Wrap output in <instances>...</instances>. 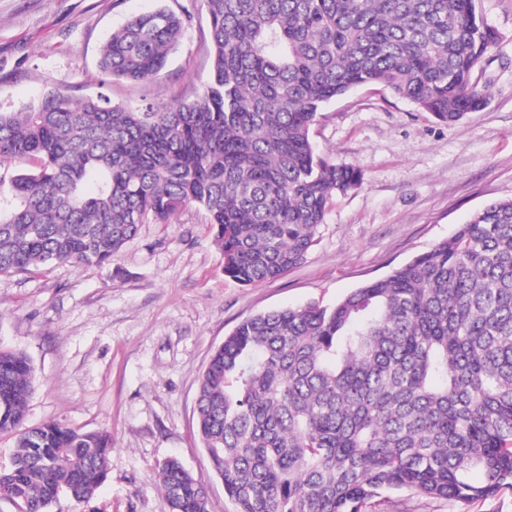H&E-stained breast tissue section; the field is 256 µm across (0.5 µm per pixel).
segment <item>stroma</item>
I'll return each instance as SVG.
<instances>
[{"label":"stroma","instance_id":"35a3bbf8","mask_svg":"<svg viewBox=\"0 0 512 512\" xmlns=\"http://www.w3.org/2000/svg\"><path fill=\"white\" fill-rule=\"evenodd\" d=\"M187 16L164 76H106L99 51L129 17ZM498 35L474 70L488 105L455 124L378 86L326 104L310 130L316 152L363 175L336 197L306 261L276 280L224 274L208 214L192 205L168 224L140 225L111 263L57 264L0 275V349L35 370L26 423L109 431L97 496H59L50 512H163L159 466L178 458L208 488V512H236L201 445L199 379L243 320L311 302L332 305L451 235L486 204L512 198V0H476ZM210 39L199 0H0V111L62 86L130 109L189 101L208 82ZM374 512H512V493L468 506L386 492Z\"/></svg>","mask_w":512,"mask_h":512}]
</instances>
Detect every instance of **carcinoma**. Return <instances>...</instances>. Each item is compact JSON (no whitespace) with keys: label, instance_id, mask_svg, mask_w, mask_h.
Listing matches in <instances>:
<instances>
[{"label":"carcinoma","instance_id":"carcinoma-1","mask_svg":"<svg viewBox=\"0 0 512 512\" xmlns=\"http://www.w3.org/2000/svg\"><path fill=\"white\" fill-rule=\"evenodd\" d=\"M476 0H200L212 72L190 103L114 106L53 88L0 112V274L104 264L141 224L196 204L224 275L282 277L315 245L358 169L315 151L322 107L363 86L451 125L488 104L475 66L497 43ZM185 21L128 19L100 51L111 77L164 75ZM35 162L30 171L11 161ZM34 367L0 349V434L15 437L0 500L50 512L94 499L112 436L25 425ZM197 426L236 512H368L407 490L462 504L512 492V199L331 306L252 316L201 375ZM167 512H208L179 461L159 472Z\"/></svg>","mask_w":512,"mask_h":512}]
</instances>
